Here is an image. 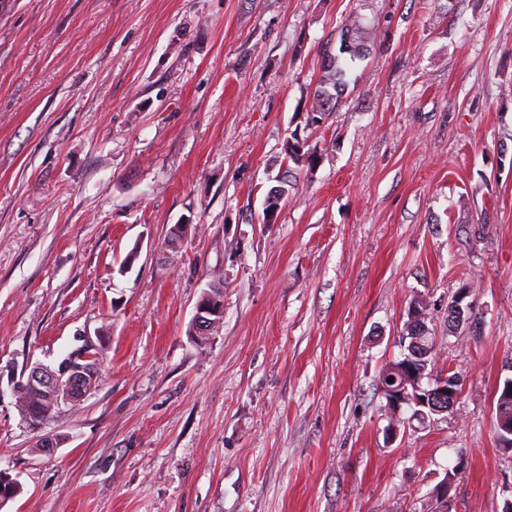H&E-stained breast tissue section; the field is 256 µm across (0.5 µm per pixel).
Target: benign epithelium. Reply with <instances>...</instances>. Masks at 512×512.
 Here are the masks:
<instances>
[{"mask_svg":"<svg viewBox=\"0 0 512 512\" xmlns=\"http://www.w3.org/2000/svg\"><path fill=\"white\" fill-rule=\"evenodd\" d=\"M223 316V308L214 301H198L192 327L196 334H205L219 323ZM99 363L94 361L92 354L86 350L79 355L69 356L57 367L36 365L28 374L14 384L13 391L24 389L39 394L50 408H57L65 403L83 400L99 384ZM420 379L411 380L412 388H402L393 394L391 405L395 415H400L404 405L412 402L420 407L427 404L439 412L448 411V407L456 404L459 390L438 382L426 395H420L422 388Z\"/></svg>","mask_w":512,"mask_h":512,"instance_id":"benign-epithelium-1","label":"benign epithelium"}]
</instances>
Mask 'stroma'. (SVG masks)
Segmentation results:
<instances>
[{
	"instance_id": "1",
	"label": "stroma",
	"mask_w": 512,
	"mask_h": 512,
	"mask_svg": "<svg viewBox=\"0 0 512 512\" xmlns=\"http://www.w3.org/2000/svg\"><path fill=\"white\" fill-rule=\"evenodd\" d=\"M352 13L374 36L310 126ZM293 134L318 161L265 224ZM417 297L463 385L392 440ZM84 345L97 389L30 429L14 380ZM508 377L512 0H0V512H435L449 472L453 512H503ZM333 56L329 66L324 67L313 93L310 117L312 124L320 123L323 116L335 112L340 92L346 85V69L341 65L339 57ZM220 302L214 303L211 301L199 300L196 305V312L193 318L192 327L193 332L197 335L205 334L212 327L220 322L218 317L223 316V308L219 306ZM450 305V304H449ZM448 305V332L461 334L474 321L472 319L473 307L470 303H461L460 311ZM510 379H506L502 386L499 385L495 404L494 433L497 440L504 446H512V395L504 396Z\"/></svg>"
}]
</instances>
